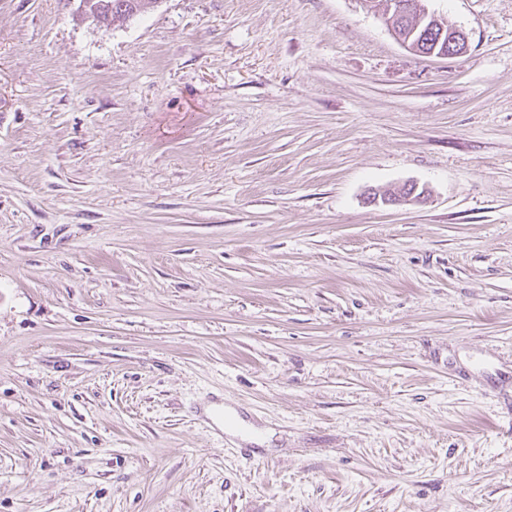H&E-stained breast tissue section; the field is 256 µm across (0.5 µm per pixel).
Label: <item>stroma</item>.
I'll use <instances>...</instances> for the list:
<instances>
[{"label":"stroma","instance_id":"1","mask_svg":"<svg viewBox=\"0 0 512 512\" xmlns=\"http://www.w3.org/2000/svg\"><path fill=\"white\" fill-rule=\"evenodd\" d=\"M77 6L0 0V512H512V0ZM91 8L90 10L93 12L91 15L86 7V0H78L79 7L77 16L80 19H84V21L94 20H107L112 23V25L122 26L126 20L125 14L129 10L130 4H135L136 7L141 5L143 2L152 1V0H90ZM110 5H112V9H110ZM142 6V5H141ZM125 7L123 11L121 8ZM116 11H115V10ZM124 20V21H123ZM373 5L372 8L378 9L381 15L387 20H392L393 30L396 36L406 40L411 35V41L417 42L422 53L437 56L448 42L447 55H438L437 57H453L462 55L468 50V37L466 34L457 28H450L447 25L446 31L441 34L439 28L430 26L428 22H419L418 16L421 19H438V15L430 11L429 5L426 0H366ZM388 12L395 10L396 14H417L409 15L404 18H395L393 13L387 15L386 4ZM454 31V32H453ZM395 36V37H396ZM402 46L410 53L418 56H432L421 54L416 45L410 44L409 40L405 42L400 41Z\"/></svg>","mask_w":512,"mask_h":512}]
</instances>
